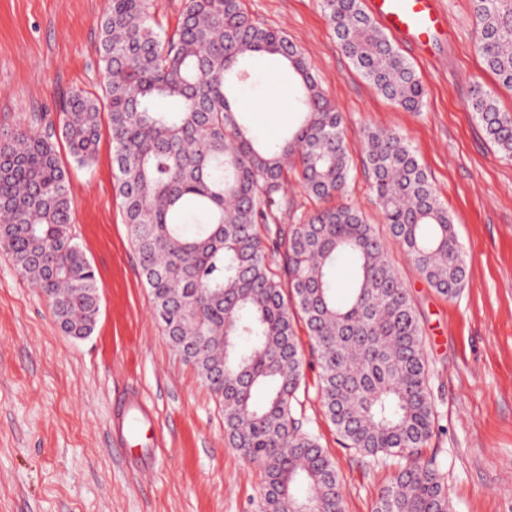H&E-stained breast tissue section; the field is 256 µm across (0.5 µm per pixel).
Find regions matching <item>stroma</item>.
Returning a JSON list of instances; mask_svg holds the SVG:
<instances>
[{"mask_svg": "<svg viewBox=\"0 0 512 512\" xmlns=\"http://www.w3.org/2000/svg\"><path fill=\"white\" fill-rule=\"evenodd\" d=\"M448 32L431 53L402 38L398 51L425 90L421 111L381 96L340 48L319 0H244L250 17L282 29L313 65L341 112L352 163L346 197L379 223L362 164L368 128L393 129L412 145L453 218L467 255L455 297L432 288L399 248L390 260L409 289L424 334L437 415L423 455L435 458L451 512H512V159L487 137L470 100L512 90L475 49L471 0H440ZM105 0H0V133L42 130L64 96L101 91L98 46ZM277 65H250L238 108L264 139L298 116L270 81ZM72 223L98 280L94 332L77 340L57 325L43 294L0 249V512H256L264 474L231 448L224 412L153 312L114 188L112 140L95 160L61 151ZM319 367L305 354L308 391L298 415L333 460L346 512H374L398 469L394 457L343 447L317 396ZM135 387L155 410L163 446L149 474L124 463L108 428L115 393Z\"/></svg>", "mask_w": 512, "mask_h": 512, "instance_id": "1", "label": "stroma"}]
</instances>
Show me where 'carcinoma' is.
<instances>
[{"mask_svg":"<svg viewBox=\"0 0 512 512\" xmlns=\"http://www.w3.org/2000/svg\"><path fill=\"white\" fill-rule=\"evenodd\" d=\"M320 2L362 76L419 111L425 91L413 66L361 0ZM472 3L478 51L498 85L512 90V0ZM101 32V94L70 92L56 128L0 136V236L18 271L56 298L65 334L92 333L99 286L72 231L58 139L87 166L107 115L115 187L154 313L178 351L200 339L184 358L222 405L231 446L264 470L258 512H346L333 461L297 417L306 392L299 322L343 446L404 461L374 512H449L436 459L421 452L436 425L423 330L389 251L399 247L448 297L464 288L467 259L414 148L395 130L366 135L385 239L353 204H331L350 180L341 113L302 49L285 31L252 20L243 0H184L171 34L151 0H106ZM255 56L288 62V95L301 121L281 139L256 137L235 107ZM163 99L178 108L159 109ZM471 107L511 158L512 115L480 87ZM290 165L321 203L298 224L282 223ZM346 254L357 260L355 284L338 297L333 275ZM258 388L266 390L262 404L253 400Z\"/></svg>","mask_w":512,"mask_h":512,"instance_id":"cac0c4a2","label":"carcinoma"}]
</instances>
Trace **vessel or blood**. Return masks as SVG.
Masks as SVG:
<instances>
[{
	"mask_svg": "<svg viewBox=\"0 0 512 512\" xmlns=\"http://www.w3.org/2000/svg\"><path fill=\"white\" fill-rule=\"evenodd\" d=\"M367 9L388 32L400 36L418 50H427L435 31L447 25L440 0H367ZM154 414L134 390L118 393L112 404V445L130 462L147 465L150 449L142 436L158 441Z\"/></svg>",
	"mask_w": 512,
	"mask_h": 512,
	"instance_id": "vessel-or-blood-1",
	"label": "vessel or blood"
}]
</instances>
